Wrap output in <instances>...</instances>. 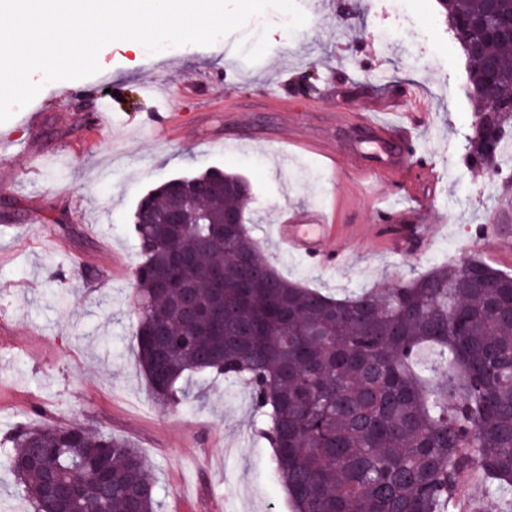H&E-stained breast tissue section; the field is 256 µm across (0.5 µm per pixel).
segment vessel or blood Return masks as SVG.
<instances>
[{
  "label": "vessel or blood",
  "mask_w": 512,
  "mask_h": 512,
  "mask_svg": "<svg viewBox=\"0 0 512 512\" xmlns=\"http://www.w3.org/2000/svg\"><path fill=\"white\" fill-rule=\"evenodd\" d=\"M402 101L411 105L403 118L384 126L375 125L374 131L378 142L397 145L399 151L392 161L382 168L374 169L364 163L360 153L342 152L345 169L369 176L372 179L389 180L402 173H409L410 189H417L419 184L435 183L438 168L435 160L427 155L417 154L414 140L410 133L412 126L421 123L426 115L428 105L416 92L405 91ZM323 101L322 95L305 97L296 104L282 98L276 106L281 111L286 126H295L297 106L315 107ZM427 211L418 206H379L375 209L376 223L355 227L352 224L328 223L323 211L315 207H303L291 211L273 224L272 231L288 252L300 255L309 262L333 267L342 264L348 257L349 240L355 231L378 241L379 245L391 254L407 259L426 250L438 231L437 225L427 223ZM493 239L503 247L512 246V226L508 224H485L476 234V243Z\"/></svg>",
  "instance_id": "obj_1"
}]
</instances>
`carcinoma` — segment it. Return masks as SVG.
Segmentation results:
<instances>
[{"label": "carcinoma", "mask_w": 512, "mask_h": 512, "mask_svg": "<svg viewBox=\"0 0 512 512\" xmlns=\"http://www.w3.org/2000/svg\"><path fill=\"white\" fill-rule=\"evenodd\" d=\"M439 4L460 46L478 32L459 21L497 17L486 27L500 40L467 60L489 113L471 126L466 160L483 172L512 136V111H492L512 99V0ZM197 177L181 226L166 223L170 197L191 176L136 206L137 362L161 406L191 405L195 374L246 383L293 512H456L475 478L512 490L511 274L474 255L338 299L280 274L245 224L247 180ZM226 212L244 223H224ZM11 444L7 463L33 512L51 476L77 486L68 512H158L156 481L126 439L43 422L17 426ZM133 482L147 489L136 500Z\"/></svg>", "instance_id": "carcinoma-1"}]
</instances>
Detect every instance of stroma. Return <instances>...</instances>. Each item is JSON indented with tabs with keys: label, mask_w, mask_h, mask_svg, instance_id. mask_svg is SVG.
I'll return each instance as SVG.
<instances>
[{
	"label": "stroma",
	"mask_w": 512,
	"mask_h": 512,
	"mask_svg": "<svg viewBox=\"0 0 512 512\" xmlns=\"http://www.w3.org/2000/svg\"><path fill=\"white\" fill-rule=\"evenodd\" d=\"M308 21L285 30L275 8L209 46L171 48L161 56L114 41L99 52V73L66 100L61 82L45 83L28 109L0 123V512H30L10 471L9 438L25 422L80 424L125 438L145 457L159 486L161 512H292L273 471L272 450L253 423L250 391L195 377L197 402L183 411L153 399L135 353L132 278L138 241L133 212L162 182L211 167L242 174L253 188V236L286 278L342 297L396 282L453 260L467 234L500 219L502 191L464 161L477 105L466 94L464 58L435 0H416L401 22L387 0H298ZM314 78L327 102L301 110L300 133L316 142L355 141L370 161L375 135L337 128L334 111L370 94L416 88L429 106L413 132L418 152L441 161L427 212L444 232L411 261L357 238L349 264L325 270L289 255L270 226L305 206L342 204L351 224L372 221V206L400 198L395 182L361 187L328 157L297 153L275 100L301 96ZM207 86L203 97L169 99L145 83ZM120 99L112 124L95 113L109 91ZM232 107H225V98ZM182 115L175 143L153 137L156 110Z\"/></svg>",
	"instance_id": "35a3bbf8"
}]
</instances>
